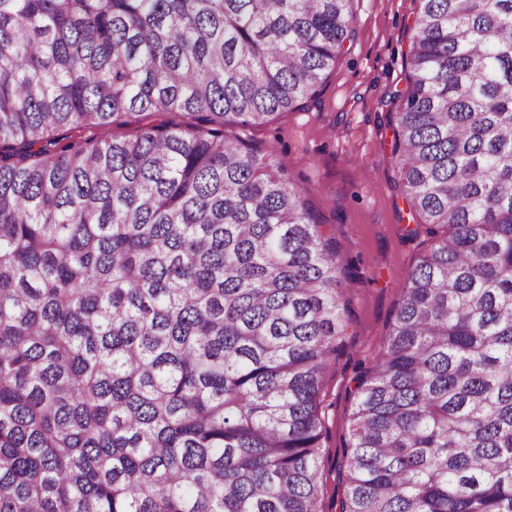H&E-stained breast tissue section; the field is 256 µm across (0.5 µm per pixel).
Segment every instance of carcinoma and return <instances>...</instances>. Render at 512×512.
Wrapping results in <instances>:
<instances>
[{"mask_svg":"<svg viewBox=\"0 0 512 512\" xmlns=\"http://www.w3.org/2000/svg\"><path fill=\"white\" fill-rule=\"evenodd\" d=\"M352 2L0 0V512H320L351 271L231 129L317 96ZM418 2L392 155L431 243L339 512H512V0ZM167 119L168 121H172L180 126H184L191 122L190 116L187 114L175 113L169 114L165 117H146L139 120H129L124 124H113L105 130L93 129L84 131L81 134L73 131H67L66 129L59 130L54 132L53 136L58 142V147L66 146L70 143L76 142L79 140L81 136L84 135H92L95 134L97 136H102L111 140L112 138H116L118 140L121 139H129L133 138L139 132L141 126H146L148 123H156L160 119Z\"/></svg>","mask_w":512,"mask_h":512,"instance_id":"1","label":"carcinoma"}]
</instances>
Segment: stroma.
I'll return each mask as SVG.
<instances>
[{
  "label": "stroma",
  "instance_id": "35a3bbf8",
  "mask_svg": "<svg viewBox=\"0 0 512 512\" xmlns=\"http://www.w3.org/2000/svg\"><path fill=\"white\" fill-rule=\"evenodd\" d=\"M358 22L341 63L314 100L243 137L275 150L278 167L303 189L309 206L329 218L341 257L355 276L341 299L349 339L327 370L320 393L325 432L320 512H339V467L349 439L354 379L371 366L401 302L403 278L428 244L407 236L409 208L397 189L391 153V96L404 89L403 59L417 0H354Z\"/></svg>",
  "mask_w": 512,
  "mask_h": 512
}]
</instances>
